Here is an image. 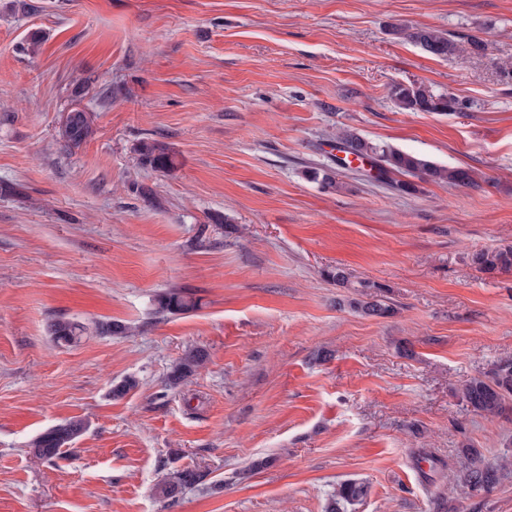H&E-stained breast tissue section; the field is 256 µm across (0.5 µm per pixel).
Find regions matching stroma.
Segmentation results:
<instances>
[{"mask_svg": "<svg viewBox=\"0 0 512 512\" xmlns=\"http://www.w3.org/2000/svg\"><path fill=\"white\" fill-rule=\"evenodd\" d=\"M413 82L463 109L401 110ZM76 106L92 133L70 148ZM342 129L479 185L396 195L340 163ZM510 245L512 0H0V512H324L345 480L369 486L356 512H512V421L459 397L512 359V270L468 260ZM339 265L393 316L338 307ZM171 289L197 308L156 314ZM61 317L78 345L52 341ZM70 418L72 447L31 455ZM470 452L502 466L490 492L450 482ZM187 466L204 485L159 499ZM396 34H404L406 38L420 46L422 50L430 55L446 58L454 54L456 44L448 34L430 29H417L414 32L407 33L404 28L395 27ZM90 118L83 108L75 107L64 117L62 137L68 147H78L90 135ZM142 161L158 171H167L175 166V156L163 142L151 140L142 142L139 147ZM87 331L82 323L66 318L55 319L48 326L49 335L60 345L71 346L79 343ZM207 357L208 354L204 348L196 347L187 351L172 368L168 376L169 386L179 387L205 363ZM81 419L63 420L40 433L30 443V448H38L35 456L49 464L61 455L62 448H69L86 430Z\"/></svg>", "mask_w": 512, "mask_h": 512, "instance_id": "1", "label": "stroma"}]
</instances>
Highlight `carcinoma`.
I'll return each mask as SVG.
<instances>
[{"label":"carcinoma","instance_id":"obj_1","mask_svg":"<svg viewBox=\"0 0 512 512\" xmlns=\"http://www.w3.org/2000/svg\"><path fill=\"white\" fill-rule=\"evenodd\" d=\"M397 34L420 46L425 52L446 58L454 54L456 44L447 34L430 29H418L405 33L401 27L394 28ZM391 97L398 106L407 112L450 113L461 109L462 102L454 95L440 93L424 84L409 86L398 84L391 89ZM90 118L83 108L75 107L64 117L62 137L69 147H78L90 135ZM342 148L348 154L366 159L377 168L376 179L386 183L400 195H411L420 182L446 181L463 187H476L478 182L473 173L464 168L440 165L422 155L402 151L390 146L376 145L357 133L344 131L337 136ZM142 161L158 171H167L175 166V156L170 148L158 140L144 141L139 147ZM469 261L478 270L492 273L512 269V246L497 249H481L469 254ZM360 290L354 297L341 298L339 306H348L370 317H388L394 313L391 305L381 296L380 285L359 282ZM198 302L186 292L172 289L155 299V312L159 315L189 312ZM88 328L82 323L58 318L48 326L49 335L60 345L71 346L79 343ZM207 351L196 347L187 351L172 368L168 384L176 388L191 377L207 360ZM512 394V360H504L496 365L491 379L474 378L460 390V396L473 411L486 416L509 419L512 412L505 405V398ZM86 430L81 419L63 420L40 433L30 443L38 449L36 457L52 464L61 455V449L69 448ZM204 474L189 467L177 469L157 488L158 497L174 501L188 488L201 483ZM463 479L473 491L488 490L500 481V468L483 463L478 456L470 458ZM368 495V485L363 481L347 480L337 485L336 491L328 499L325 512H348V507L364 501Z\"/></svg>","mask_w":512,"mask_h":512}]
</instances>
